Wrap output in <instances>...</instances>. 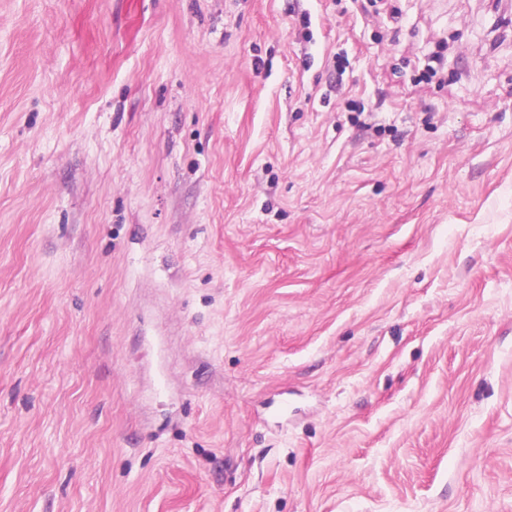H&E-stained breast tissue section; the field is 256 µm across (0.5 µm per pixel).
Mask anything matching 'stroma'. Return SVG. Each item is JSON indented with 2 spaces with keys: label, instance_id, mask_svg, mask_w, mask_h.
I'll list each match as a JSON object with an SVG mask.
<instances>
[{
  "label": "stroma",
  "instance_id": "obj_1",
  "mask_svg": "<svg viewBox=\"0 0 512 512\" xmlns=\"http://www.w3.org/2000/svg\"><path fill=\"white\" fill-rule=\"evenodd\" d=\"M0 512H512V13L0 0Z\"/></svg>",
  "mask_w": 512,
  "mask_h": 512
}]
</instances>
